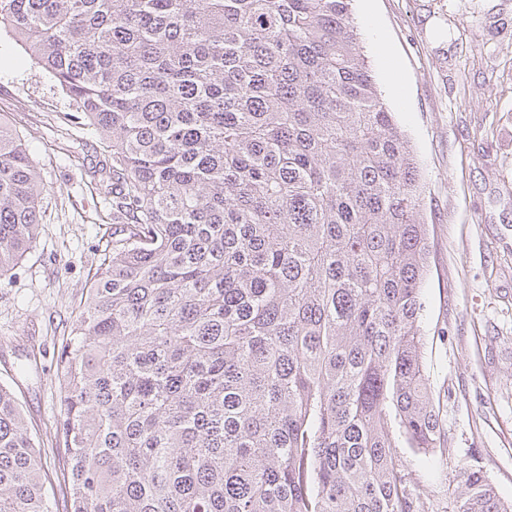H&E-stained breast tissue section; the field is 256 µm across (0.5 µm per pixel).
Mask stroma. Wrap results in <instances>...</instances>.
<instances>
[{"label": "stroma", "instance_id": "obj_1", "mask_svg": "<svg viewBox=\"0 0 512 512\" xmlns=\"http://www.w3.org/2000/svg\"><path fill=\"white\" fill-rule=\"evenodd\" d=\"M378 89L422 171L426 372L446 451L398 441L417 505L456 512L463 468L512 500V0H351ZM0 32V121L25 135L47 192L39 242L0 279V382L59 466L56 359L112 245L106 147Z\"/></svg>", "mask_w": 512, "mask_h": 512}]
</instances>
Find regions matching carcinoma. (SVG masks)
<instances>
[{
  "instance_id": "cac0c4a2",
  "label": "carcinoma",
  "mask_w": 512,
  "mask_h": 512,
  "mask_svg": "<svg viewBox=\"0 0 512 512\" xmlns=\"http://www.w3.org/2000/svg\"><path fill=\"white\" fill-rule=\"evenodd\" d=\"M107 143L112 248L59 354L65 512H416L435 455L420 167L349 0H0ZM0 121V277L44 193ZM0 384V512H50ZM457 512H512L483 472Z\"/></svg>"
}]
</instances>
